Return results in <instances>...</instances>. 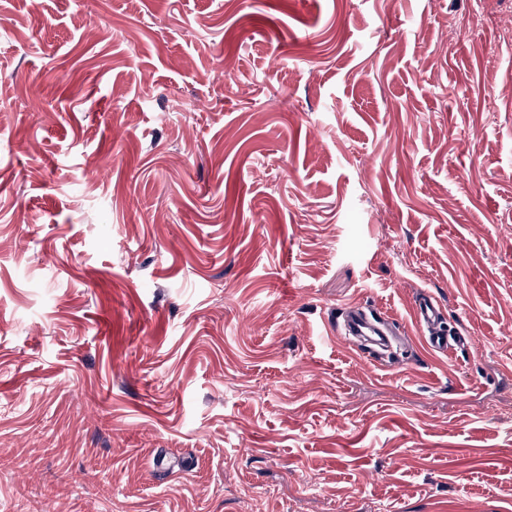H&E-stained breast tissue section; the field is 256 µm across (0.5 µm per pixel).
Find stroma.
<instances>
[{
	"instance_id": "1",
	"label": "stroma",
	"mask_w": 512,
	"mask_h": 512,
	"mask_svg": "<svg viewBox=\"0 0 512 512\" xmlns=\"http://www.w3.org/2000/svg\"><path fill=\"white\" fill-rule=\"evenodd\" d=\"M356 301L398 365L330 338ZM0 512H512L478 0H0ZM414 315L416 325L425 336L427 344L436 352L449 354L455 346L447 334L436 331V326L443 317L439 302L431 295L421 293L415 303ZM375 309L365 307L360 303L347 304L342 308L344 321L349 327L351 335L360 336L362 334H370L374 336V342L380 345H393L396 341L395 336H404L403 332H395L388 321L387 316ZM367 314L369 317H365Z\"/></svg>"
}]
</instances>
